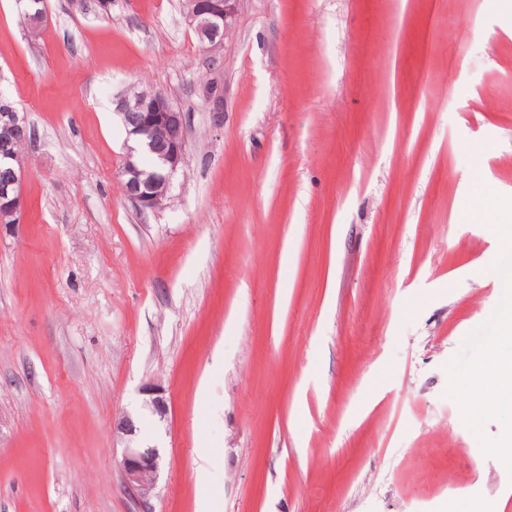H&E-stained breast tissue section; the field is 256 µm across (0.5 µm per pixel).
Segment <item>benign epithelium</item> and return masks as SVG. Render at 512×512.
<instances>
[{
	"mask_svg": "<svg viewBox=\"0 0 512 512\" xmlns=\"http://www.w3.org/2000/svg\"><path fill=\"white\" fill-rule=\"evenodd\" d=\"M240 0H185L186 20L198 39L210 52L208 69L213 76L200 84V94L221 124L224 112V84L214 75L220 69L214 52L232 36L238 18ZM115 109L127 134V151L120 171L124 194L143 212L165 206L173 176L186 162V116L174 107L163 92L144 97L129 88L115 98ZM27 113L0 112V224H18L22 216L24 179L23 155L9 149L13 134L28 132ZM146 152L156 155L160 172L146 171L140 163ZM143 405L159 420H165L167 401L164 390L148 382L143 388ZM123 442L120 462L128 494L148 504L161 468V449L140 438L137 419L125 414L113 426Z\"/></svg>",
	"mask_w": 512,
	"mask_h": 512,
	"instance_id": "obj_1",
	"label": "benign epithelium"
}]
</instances>
